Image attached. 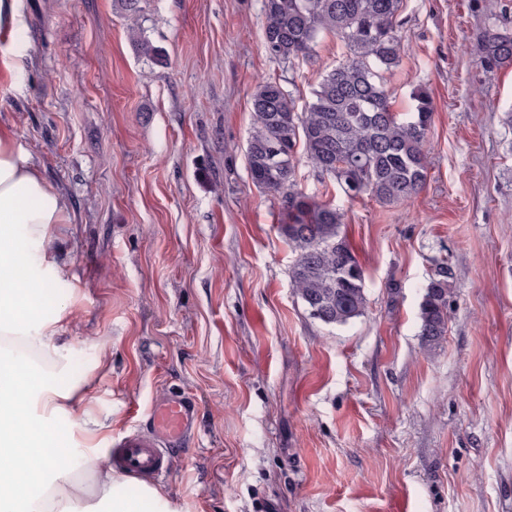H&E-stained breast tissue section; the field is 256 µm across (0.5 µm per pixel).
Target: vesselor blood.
<instances>
[{"label": "vessel or blood", "instance_id": "obj_1", "mask_svg": "<svg viewBox=\"0 0 512 512\" xmlns=\"http://www.w3.org/2000/svg\"><path fill=\"white\" fill-rule=\"evenodd\" d=\"M149 428L126 436L112 451V467L137 479H158L169 470L171 449L184 446L196 430V406L172 394L152 404Z\"/></svg>", "mask_w": 512, "mask_h": 512}]
</instances>
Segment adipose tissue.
I'll return each mask as SVG.
<instances>
[{
    "label": "adipose tissue",
    "instance_id": "ef3b65f1",
    "mask_svg": "<svg viewBox=\"0 0 512 512\" xmlns=\"http://www.w3.org/2000/svg\"><path fill=\"white\" fill-rule=\"evenodd\" d=\"M70 221L67 196L42 176L32 155L16 140L9 123L0 122V335L23 337L26 348L0 346V512H77L84 488L67 478L70 448L57 437L55 420L71 414L83 396L63 382L61 369L33 387L28 354L56 352L65 311L40 320L38 295L64 270L54 260L57 225ZM54 439L52 454L31 456L33 440ZM61 474L51 485L47 474ZM95 486L112 512H143L160 492L145 489L136 497L113 490L119 477L109 468H93Z\"/></svg>",
    "mask_w": 512,
    "mask_h": 512
}]
</instances>
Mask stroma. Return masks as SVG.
Segmentation results:
<instances>
[{
  "instance_id": "stroma-1",
  "label": "stroma",
  "mask_w": 512,
  "mask_h": 512,
  "mask_svg": "<svg viewBox=\"0 0 512 512\" xmlns=\"http://www.w3.org/2000/svg\"><path fill=\"white\" fill-rule=\"evenodd\" d=\"M262 6L146 0L159 65L116 0H19L26 44L0 109L71 205L44 306H66L67 345L33 371L60 363L90 391L56 420L80 512L112 510L88 454L110 464L172 392L197 427L154 483L160 512H512V66L474 51L512 0H403L386 88L394 111L419 87L433 105L411 200L351 199L300 163L366 270L367 310L344 326L294 295L280 200L253 185L246 149L259 79L305 105L346 48L324 33L311 56L275 59ZM442 259L448 335L428 351L419 305Z\"/></svg>"
}]
</instances>
